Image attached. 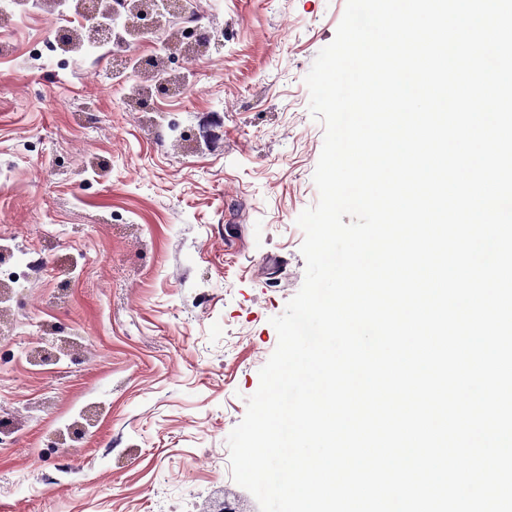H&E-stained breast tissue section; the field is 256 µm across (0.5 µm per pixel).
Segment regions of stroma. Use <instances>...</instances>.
I'll use <instances>...</instances> for the list:
<instances>
[{
  "label": "stroma",
  "mask_w": 512,
  "mask_h": 512,
  "mask_svg": "<svg viewBox=\"0 0 512 512\" xmlns=\"http://www.w3.org/2000/svg\"><path fill=\"white\" fill-rule=\"evenodd\" d=\"M75 4L0 7V247L49 263L0 277V512H260L227 439L304 281V79L346 0H200L224 41L165 56L192 90L145 112ZM65 16L77 49L41 56ZM63 339L80 363H31Z\"/></svg>",
  "instance_id": "obj_1"
}]
</instances>
